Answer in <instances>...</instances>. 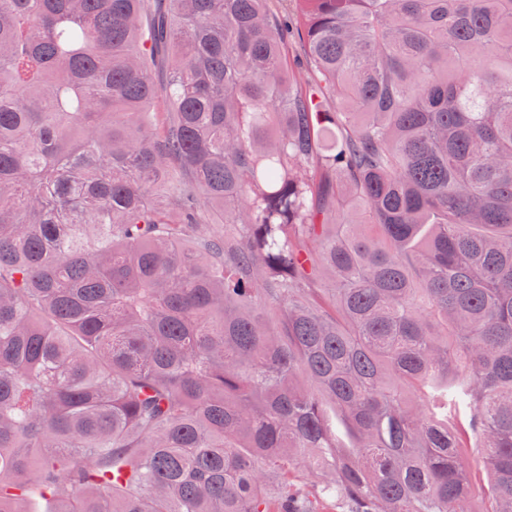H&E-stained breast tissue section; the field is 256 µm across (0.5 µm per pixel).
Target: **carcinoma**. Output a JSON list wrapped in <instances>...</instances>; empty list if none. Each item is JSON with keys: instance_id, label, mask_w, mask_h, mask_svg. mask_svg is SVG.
Returning a JSON list of instances; mask_svg holds the SVG:
<instances>
[{"instance_id": "1", "label": "carcinoma", "mask_w": 512, "mask_h": 512, "mask_svg": "<svg viewBox=\"0 0 512 512\" xmlns=\"http://www.w3.org/2000/svg\"><path fill=\"white\" fill-rule=\"evenodd\" d=\"M274 2L0 0V512H512V0Z\"/></svg>"}]
</instances>
